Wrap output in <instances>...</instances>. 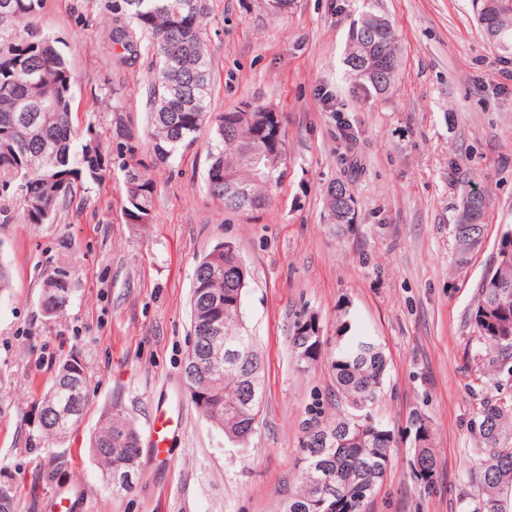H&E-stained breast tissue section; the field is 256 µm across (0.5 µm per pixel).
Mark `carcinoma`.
Returning a JSON list of instances; mask_svg holds the SVG:
<instances>
[{
	"instance_id": "1",
	"label": "carcinoma",
	"mask_w": 512,
	"mask_h": 512,
	"mask_svg": "<svg viewBox=\"0 0 512 512\" xmlns=\"http://www.w3.org/2000/svg\"><path fill=\"white\" fill-rule=\"evenodd\" d=\"M43 0H0V197L20 198L24 219L40 223L37 205L55 213L70 200L77 183L90 178L87 144L80 142L73 122L72 102L75 76L58 41L40 34L29 25L9 29L7 25L34 16ZM205 6L202 0H124L120 16L110 28L111 39L126 51L137 47L136 33L153 39L158 63L148 79L150 136L148 146L156 161L167 162L182 148L196 142V133L205 125L212 128L208 146L206 180L212 197L224 208L249 214L266 207L275 186L284 176L287 149L284 136L270 138L264 129L262 106L243 117L239 112L214 114L209 111L210 60L204 40ZM486 32L497 33L493 43L512 48V0H492L487 11ZM388 65L391 75L401 63L391 23L366 32L356 21L349 32L346 60L362 64L360 79L375 93L383 94L379 74L370 69L368 57ZM120 154L131 158L122 165L125 187L124 212L128 223L140 227L152 220L154 182L147 170L134 160L139 144H131L132 134L121 121L113 126ZM262 155L270 161L266 175L255 179L250 159ZM245 185L249 203L233 207L224 197V176ZM327 209H342L352 202L349 186L330 183L325 192ZM479 203L477 223L454 225L455 261L464 266L482 244L487 209L485 197L468 191L463 209ZM248 271L232 257L205 255L195 270L193 288L203 286L219 300L223 319L235 334L244 335L243 357L235 365L208 366L205 374L188 383L190 397L209 421L224 431L227 441L244 448L256 431L264 394L263 355L247 335L242 308L230 307V297L243 293ZM45 297L68 294L65 274L47 278ZM191 331L204 334L203 322L212 307L193 300ZM471 319L485 349L501 360L512 356V229L501 235L492 270L478 287ZM336 413L317 416L305 427L301 474L289 482L294 499L293 512H366L376 494L392 457L391 430L372 413L383 393L387 358L380 341L354 321L344 323L336 336V352L329 362ZM254 384L257 404L245 407L242 393ZM87 381L78 360L63 363L43 399L42 410L63 411L61 421H47L43 431L49 438L68 434L80 422L86 406ZM471 434L476 454L466 465L479 480L482 497L464 506V512H506L501 494L512 489V400L500 398L486 404L473 418ZM415 474L426 486L436 478V454L431 427L420 422L415 435ZM90 452L99 465L112 474L116 468L139 458L140 437L133 424L118 409L99 426ZM332 475L335 493L322 495L318 475Z\"/></svg>"
}]
</instances>
